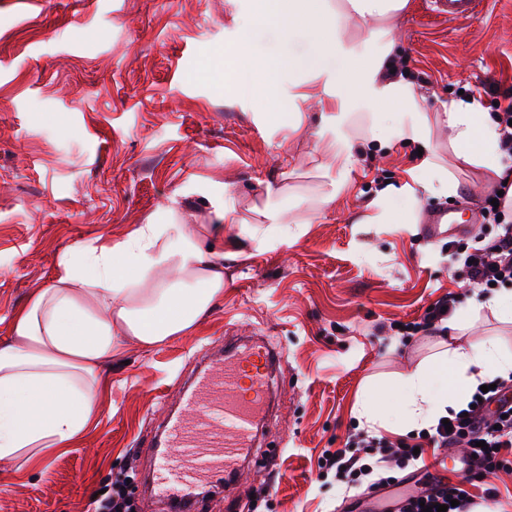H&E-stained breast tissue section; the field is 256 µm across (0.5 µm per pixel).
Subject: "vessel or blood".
Listing matches in <instances>:
<instances>
[{
	"label": "vessel or blood",
	"instance_id": "1",
	"mask_svg": "<svg viewBox=\"0 0 512 512\" xmlns=\"http://www.w3.org/2000/svg\"><path fill=\"white\" fill-rule=\"evenodd\" d=\"M486 0H433L436 15L465 22ZM277 366L265 343L237 346L219 368L192 381L181 412L168 415L153 452L151 497L166 512H199V489L234 475L252 448L256 417Z\"/></svg>",
	"mask_w": 512,
	"mask_h": 512
}]
</instances>
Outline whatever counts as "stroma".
I'll list each match as a JSON object with an SVG mask.
<instances>
[{
  "instance_id": "obj_1",
  "label": "stroma",
  "mask_w": 512,
  "mask_h": 512,
  "mask_svg": "<svg viewBox=\"0 0 512 512\" xmlns=\"http://www.w3.org/2000/svg\"><path fill=\"white\" fill-rule=\"evenodd\" d=\"M252 0H0V343L11 312L49 286L61 256L89 242H123L173 206L189 230L207 223L215 196L240 223L223 238L201 235L224 254V295L191 336L112 361L98 423L69 452L33 477L0 466V512H91L94 494L152 463L155 428L180 405L182 379L205 352L234 336H263L284 358L275 411L262 439L233 476L235 495L209 492L203 512H381L385 502L424 489L430 478L459 481V449H436L396 417L368 423L361 400L457 344L484 340L512 353V322L483 303L464 259L501 228L481 220L485 198L504 182L482 166L459 164L447 135L431 126L406 143L387 112V135L354 121L356 163L328 207L314 199L335 178L323 168L319 109L286 98L260 107L254 76L238 57L272 61L307 51L305 35L284 41L275 10L251 21ZM250 30H243L244 21ZM394 38L397 61L420 89L429 118L443 102L472 93L491 108L512 86V0H490L486 14L443 21L430 0H411ZM304 135H289L295 118ZM457 183L456 193L401 191L425 181L424 160ZM269 184L283 193L266 195ZM383 199L391 217L373 223ZM293 217L289 243L267 244L252 208ZM461 213L466 228L438 229L435 211ZM451 295L459 328L400 335L430 303ZM370 435L383 447H419V461L390 468V485L344 492L321 474L325 450ZM469 488L488 512H512V448Z\"/></svg>"
}]
</instances>
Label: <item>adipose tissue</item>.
Instances as JSON below:
<instances>
[{
  "mask_svg": "<svg viewBox=\"0 0 512 512\" xmlns=\"http://www.w3.org/2000/svg\"><path fill=\"white\" fill-rule=\"evenodd\" d=\"M275 8L281 36L306 33L310 52L277 62L291 102L326 98L320 128L324 157L335 168L315 205L327 207L347 186L354 164L347 117L379 104L402 105L401 138L425 140L429 120L418 89L395 70L392 31L409 0H255L254 13ZM457 159L502 173L500 128L472 98L442 106ZM224 295V257L204 250L172 208L162 224L140 225L116 246L88 243L63 256L53 282L11 315V339L0 344V463L27 476L64 453L96 424L106 364L125 341L149 349L193 334ZM512 373V354L480 343L448 350L434 364L403 376L396 388L408 429L460 409L479 381Z\"/></svg>",
  "mask_w": 512,
  "mask_h": 512,
  "instance_id": "obj_1",
  "label": "adipose tissue"
}]
</instances>
